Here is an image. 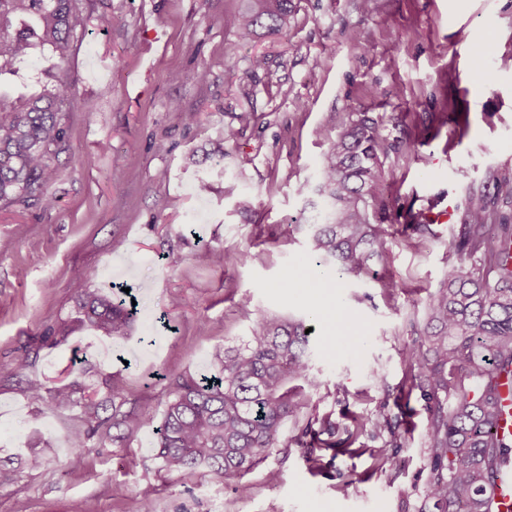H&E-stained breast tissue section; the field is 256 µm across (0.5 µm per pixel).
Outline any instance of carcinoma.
<instances>
[{
  "label": "carcinoma",
  "instance_id": "obj_1",
  "mask_svg": "<svg viewBox=\"0 0 512 512\" xmlns=\"http://www.w3.org/2000/svg\"><path fill=\"white\" fill-rule=\"evenodd\" d=\"M294 7V0H241L225 23L248 43L260 30H287ZM87 20L78 0H0V209L31 201L44 209L55 205L49 187L67 131L63 103L71 97L56 70ZM37 53L44 65L36 83L47 76L56 83L28 96L8 91L18 64ZM378 148L374 119L363 116L346 128L318 166L322 201L311 204L312 223L296 225L308 235L312 264L340 280L392 259L386 227L374 223L385 187ZM406 229L416 248L434 236L419 216ZM453 247L460 265L429 295L426 322L403 348L411 386L429 412V477L419 512H493L497 481L512 462V438L498 433L502 381L512 374V224L495 223L484 197L473 195ZM79 308L78 326L111 338L130 335L136 319V306L98 291L81 298ZM308 328L305 317H264L243 344L214 349V372L169 377L156 428L159 469L182 484L201 474L242 478L277 448L288 421L296 431L288 443L306 449L311 470L321 466L322 449L369 428L396 436L388 418L360 416L348 427L329 415L307 414L320 385ZM106 389L76 398L69 383L49 387L35 379L25 393L30 404L51 412L78 409L71 447L79 454L108 445L125 452L155 416L129 399L119 380L106 381ZM340 432L346 438L338 441Z\"/></svg>",
  "mask_w": 512,
  "mask_h": 512
}]
</instances>
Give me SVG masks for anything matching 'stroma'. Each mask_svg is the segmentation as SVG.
<instances>
[{
    "label": "stroma",
    "instance_id": "35a3bbf8",
    "mask_svg": "<svg viewBox=\"0 0 512 512\" xmlns=\"http://www.w3.org/2000/svg\"><path fill=\"white\" fill-rule=\"evenodd\" d=\"M295 2L287 33L244 43L224 26L238 0H80L88 23L61 69L77 102L55 158L56 204L0 210V458L18 471L0 488V512H140L146 494L154 512H418L429 414L402 350L457 263L450 244L469 197L512 224L500 185L512 177V0ZM258 54L265 68L252 67ZM241 112L253 113L248 126ZM364 115L379 122L380 221L397 233L389 265L335 292L362 345L338 352L333 325L316 317V413L345 425L354 415L410 419L397 467L380 460L388 433L369 432L311 471L288 426L238 483L176 482L153 458L150 427L128 457L77 454L75 412L31 405L28 381L62 378L87 393L114 375L158 416L160 374L210 369L214 347L242 343L261 317L313 315L318 298L292 284L308 264L296 227L312 215L297 189L316 186L330 142ZM218 140L220 167L206 159ZM191 152L198 165L187 164ZM201 175L211 183L202 196ZM445 209L452 216L426 247L399 235L416 213ZM211 247L247 259L215 265ZM388 278L400 284L391 296L379 286ZM119 286L138 302L130 336L58 335L81 295ZM35 451L43 466L25 468Z\"/></svg>",
    "mask_w": 512,
    "mask_h": 512
}]
</instances>
